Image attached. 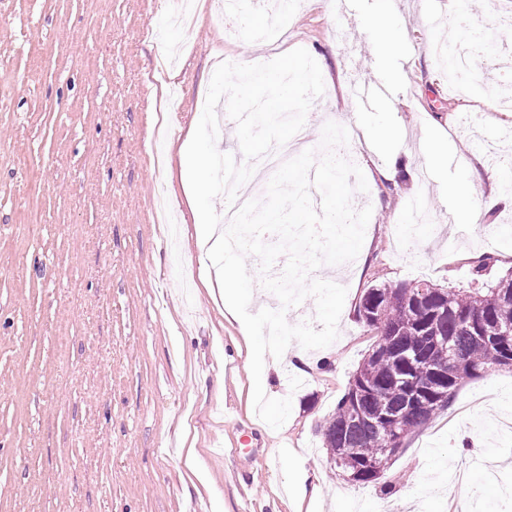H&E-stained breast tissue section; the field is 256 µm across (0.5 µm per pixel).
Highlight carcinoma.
<instances>
[{
	"instance_id": "1",
	"label": "carcinoma",
	"mask_w": 512,
	"mask_h": 512,
	"mask_svg": "<svg viewBox=\"0 0 512 512\" xmlns=\"http://www.w3.org/2000/svg\"><path fill=\"white\" fill-rule=\"evenodd\" d=\"M360 301L368 304L373 328L386 334L377 336L336 410L318 425L334 469L353 485L385 478L370 469L394 457L384 428L395 427L401 448L411 432L452 403L462 380L492 367L512 368V277L483 291L427 280L383 285Z\"/></svg>"
}]
</instances>
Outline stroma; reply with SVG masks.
Returning <instances> with one entry per match:
<instances>
[{
  "mask_svg": "<svg viewBox=\"0 0 512 512\" xmlns=\"http://www.w3.org/2000/svg\"><path fill=\"white\" fill-rule=\"evenodd\" d=\"M222 0H195L196 23L167 25L165 0H0V512H448L466 486L437 474L460 465V437L483 458L512 462V432L497 430L493 397H512V370L464 381L451 405L405 442L388 471L390 491L338 477L317 426L331 413L375 334L358 320L367 288L428 280L486 288L512 273V205L457 233L399 243L415 223V183L428 178L437 226L457 210L458 165L512 151V112L488 117L481 87L512 62V0H474L454 27L453 0H403L389 19L405 33L381 49L366 26L385 0H240L251 22L283 18L286 40L240 29L227 39L214 15ZM491 26L500 64L480 87L448 89L429 40ZM305 48L327 95L306 115L307 148L341 113H360L357 165L371 207L356 260L337 265L346 314L330 346L307 362L283 353L258 383L259 342L224 314L206 288L209 265L173 147L195 129L200 96L223 62L254 64ZM381 74L391 101L360 112L350 87ZM433 143L457 161L426 165ZM394 174H387L388 164ZM494 261L476 275L480 257ZM305 478L294 500L292 474Z\"/></svg>",
  "mask_w": 512,
  "mask_h": 512,
  "instance_id": "1",
  "label": "stroma"
}]
</instances>
